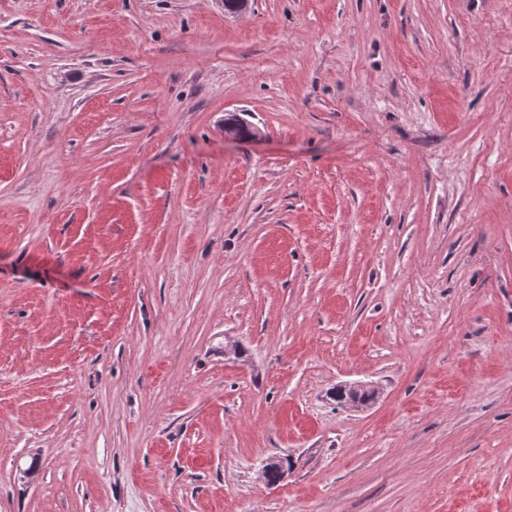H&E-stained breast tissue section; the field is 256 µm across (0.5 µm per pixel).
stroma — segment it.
<instances>
[{
	"label": "stroma",
	"mask_w": 512,
	"mask_h": 512,
	"mask_svg": "<svg viewBox=\"0 0 512 512\" xmlns=\"http://www.w3.org/2000/svg\"><path fill=\"white\" fill-rule=\"evenodd\" d=\"M0 512H512V0H0Z\"/></svg>",
	"instance_id": "stroma-1"
}]
</instances>
